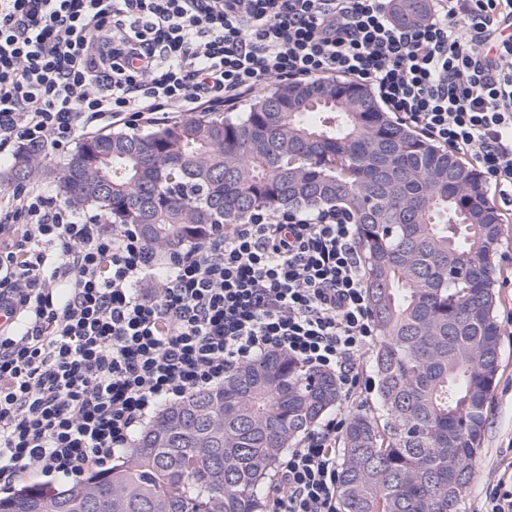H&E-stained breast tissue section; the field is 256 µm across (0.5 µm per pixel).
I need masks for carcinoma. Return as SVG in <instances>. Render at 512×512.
<instances>
[{
	"label": "carcinoma",
	"mask_w": 512,
	"mask_h": 512,
	"mask_svg": "<svg viewBox=\"0 0 512 512\" xmlns=\"http://www.w3.org/2000/svg\"><path fill=\"white\" fill-rule=\"evenodd\" d=\"M420 20L427 0H395ZM56 193L151 246L196 244L257 210H336L357 224L378 342L373 410L340 439L341 512H463L500 363L496 270L504 215L479 171L345 78L275 85L245 112L84 138ZM24 149L13 179L33 174ZM340 403L336 378L281 353L161 410L105 473L32 483L0 512H258L293 441Z\"/></svg>",
	"instance_id": "1"
}]
</instances>
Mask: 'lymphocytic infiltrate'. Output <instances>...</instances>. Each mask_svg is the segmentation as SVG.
<instances>
[{"mask_svg":"<svg viewBox=\"0 0 512 512\" xmlns=\"http://www.w3.org/2000/svg\"><path fill=\"white\" fill-rule=\"evenodd\" d=\"M0 0V157L348 78L512 199V0ZM166 273L145 289L153 269ZM378 338L356 226L256 211L160 252L33 185L0 192V490L109 470L161 405L271 352L362 394ZM344 418L282 456L267 512H338ZM397 20L405 23L420 20L426 13L427 0H394Z\"/></svg>","mask_w":512,"mask_h":512,"instance_id":"f902f5d3","label":"lymphocytic infiltrate"}]
</instances>
